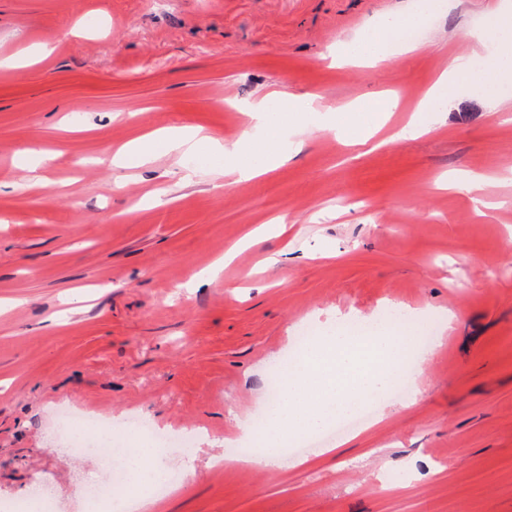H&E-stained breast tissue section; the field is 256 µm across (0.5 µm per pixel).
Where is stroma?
<instances>
[{"mask_svg":"<svg viewBox=\"0 0 512 512\" xmlns=\"http://www.w3.org/2000/svg\"><path fill=\"white\" fill-rule=\"evenodd\" d=\"M418 2L0 0V56L54 47L0 72V297L23 301L0 313L1 506L40 492L56 512H85L97 462L61 449L55 416L71 409L194 432L167 465L192 462L195 475L156 512H512V183L489 187L499 206L483 215L434 186L450 171L512 168V120L460 89L444 125L366 154L322 129L352 136L333 105L392 89L402 126L449 60L477 50L501 0H445L407 64L329 63ZM273 90L317 93L331 109L276 112L271 125L312 132L246 186L213 188L224 157L208 150L158 156L121 189L97 162L153 129L235 140ZM35 142L58 153L55 188L22 187L15 154ZM262 225L218 281L185 290ZM393 304L444 319L416 404L314 439L284 469L213 466L237 444L235 416L260 412L303 324ZM52 51V46L47 42H39L30 45L20 56H8L0 58L1 70H17L24 66L33 64L45 57Z\"/></svg>","mask_w":512,"mask_h":512,"instance_id":"1","label":"stroma"}]
</instances>
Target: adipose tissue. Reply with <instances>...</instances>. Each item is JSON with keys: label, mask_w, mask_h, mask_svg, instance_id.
<instances>
[{"label": "adipose tissue", "mask_w": 512, "mask_h": 512, "mask_svg": "<svg viewBox=\"0 0 512 512\" xmlns=\"http://www.w3.org/2000/svg\"><path fill=\"white\" fill-rule=\"evenodd\" d=\"M442 7V0H421L410 19H383L372 28L369 38L352 40L336 51L333 58L339 64L357 63L369 67L407 61L419 50L420 44L402 37L400 28L408 22L425 23ZM482 37L493 45L489 54L493 65L491 72H472L466 60H450L419 102L418 111H436L450 99L452 89L461 81L470 89L486 86L492 77L502 85L512 83V8L492 13ZM268 102L262 99L253 106L250 122L236 141L209 140L198 131H154L140 136L113 156L112 167L116 170L137 167L160 153L190 154L200 142L206 141L224 155L223 169L212 174L215 187H222L227 176L232 177L235 185H246L287 159L278 143L269 139L261 151V163L241 166L236 162L242 143L250 141L255 130L266 124ZM397 351L396 340L383 331L365 339L326 333L283 380L280 402L269 413L266 450L244 461L237 457L225 458V465L237 466L244 462L259 469L281 466L283 457L275 447L284 435L317 430L328 420L352 413L362 399L379 396L389 384L390 361Z\"/></svg>", "instance_id": "1"}]
</instances>
